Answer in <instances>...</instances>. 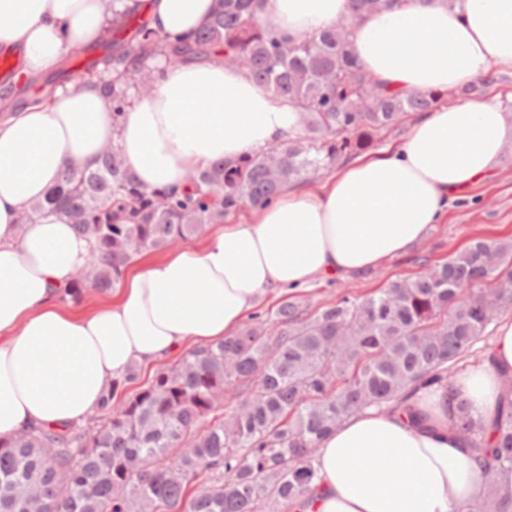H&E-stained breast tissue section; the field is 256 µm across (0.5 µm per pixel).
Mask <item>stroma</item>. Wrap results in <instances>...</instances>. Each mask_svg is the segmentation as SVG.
Listing matches in <instances>:
<instances>
[{
  "mask_svg": "<svg viewBox=\"0 0 512 512\" xmlns=\"http://www.w3.org/2000/svg\"><path fill=\"white\" fill-rule=\"evenodd\" d=\"M475 237L512 239V148L505 150L494 174L449 203L424 244L357 278L316 280L301 288L300 294L313 306L335 300L337 290L342 287L365 294L387 281L417 274L420 270L417 256L445 257L461 250Z\"/></svg>",
  "mask_w": 512,
  "mask_h": 512,
  "instance_id": "stroma-1",
  "label": "stroma"
}]
</instances>
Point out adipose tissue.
<instances>
[{
    "mask_svg": "<svg viewBox=\"0 0 512 512\" xmlns=\"http://www.w3.org/2000/svg\"><path fill=\"white\" fill-rule=\"evenodd\" d=\"M150 24L193 36L213 0H144ZM261 25L312 35L351 19L349 0H263ZM111 21L101 0H0V47L22 72L53 70L97 41ZM353 21L364 68L406 91L473 82L512 68V0H401ZM301 132L298 110L217 58L165 67L152 94L120 127L93 81L0 115V436L68 426L94 411L113 381L179 347L234 335L275 293L319 277L346 278L412 250L450 200L492 173L512 143V113L471 100L422 114L403 144L362 157L312 188L284 189L237 222L214 225L198 246H178L73 314L60 292L88 241L54 216L21 225L69 169L119 142L149 189L183 187L189 172L235 161ZM512 404V317L490 349L450 382L416 391L407 407L352 414L320 443L318 479L289 512H465L487 476L461 414L489 427Z\"/></svg>",
    "mask_w": 512,
    "mask_h": 512,
    "instance_id": "ef3b65f1",
    "label": "adipose tissue"
}]
</instances>
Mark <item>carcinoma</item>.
Returning <instances> with one entry per match:
<instances>
[{
	"instance_id": "1",
	"label": "carcinoma",
	"mask_w": 512,
	"mask_h": 512,
	"mask_svg": "<svg viewBox=\"0 0 512 512\" xmlns=\"http://www.w3.org/2000/svg\"><path fill=\"white\" fill-rule=\"evenodd\" d=\"M399 2L352 0L357 16ZM121 3L103 0L112 26L87 68L112 97L113 126L150 93L158 63L220 53L296 105L303 127L233 163L189 173L179 192L143 187L116 142L96 167L66 171L21 218L28 224L48 210L88 238L63 301L105 293L143 252L200 236L374 149L384 132L444 96L376 80L357 62L346 22L293 38L257 24L260 0H215L207 27L171 39L142 17V3ZM420 266L414 277L363 295L345 290L315 309L285 297L146 382L131 368L81 425L0 437V512H286L311 491L317 447L340 421L448 382L488 326L512 311V241L477 237ZM231 388L240 393L226 404ZM472 451L488 480L468 512H512V410L493 419Z\"/></svg>"
}]
</instances>
